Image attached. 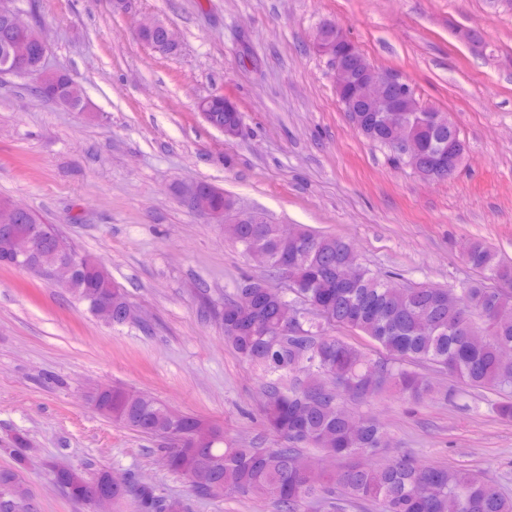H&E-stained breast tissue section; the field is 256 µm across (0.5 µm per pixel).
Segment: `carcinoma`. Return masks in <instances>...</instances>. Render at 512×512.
<instances>
[{"label":"carcinoma","instance_id":"carcinoma-1","mask_svg":"<svg viewBox=\"0 0 512 512\" xmlns=\"http://www.w3.org/2000/svg\"><path fill=\"white\" fill-rule=\"evenodd\" d=\"M63 88L80 90L67 77H46L36 92L53 99ZM350 119L364 136L386 145L387 126L373 112ZM227 234L242 250L258 248L269 256L274 272H290L295 287L265 288L253 279L250 293L237 290L224 302V340L263 376L260 409L264 429L276 446L257 448L229 440L207 421L175 411L154 396L114 387L101 396L112 407V420L163 442L170 470L188 476L208 469L205 483L191 488L197 499L211 496L210 487L272 501L277 512H301L307 501L345 512L368 504L375 512H448V500L460 512H512V498L482 473L425 464L412 456L373 461L385 445L380 425L371 417H355L349 404H368L389 391L417 404L435 395L430 383L403 367L407 360L430 363L473 390L491 389L506 398L491 404L502 420H512V261L486 242H470L468 264L484 280L458 288L429 285L394 287V277L360 266L354 285L345 284L339 268L348 242L302 230L307 244L279 239L271 224H237ZM112 281L95 260L79 271L69 291L78 301ZM343 326L377 343L385 356L366 358L361 349L330 336V326ZM28 439L16 434L8 453L23 464ZM317 448L340 463L320 481L311 479L317 459L304 450ZM50 473L69 496L81 500L95 479L104 484L108 471L91 479L74 467L52 463ZM112 497L133 499L136 512H185L186 504L151 485L112 487ZM0 512H36L29 490L13 470H0Z\"/></svg>","mask_w":512,"mask_h":512}]
</instances>
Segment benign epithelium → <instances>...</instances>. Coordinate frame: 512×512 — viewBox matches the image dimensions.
Segmentation results:
<instances>
[{
  "instance_id": "1",
  "label": "benign epithelium",
  "mask_w": 512,
  "mask_h": 512,
  "mask_svg": "<svg viewBox=\"0 0 512 512\" xmlns=\"http://www.w3.org/2000/svg\"><path fill=\"white\" fill-rule=\"evenodd\" d=\"M6 26L13 31H29L31 38L16 39L10 45L5 60L0 62V77L6 75L39 74L51 76L44 69L47 43L43 37L25 22L20 13L12 9L6 14ZM313 47L319 54L328 57L334 63V79L336 95L339 103L348 113L376 112L388 125L387 142L400 155L416 160L422 153V142L404 120L396 119L400 112L420 113L421 127L439 133H448V140L439 141L434 155L420 172L426 180H439L446 175L455 174L464 164V145L460 138V130L448 112L421 104L415 97L411 85L400 76L374 68L367 58L350 41L343 27L335 23H326L320 27L313 37ZM200 114L205 122L224 134L228 139L236 138L242 130L243 121L236 119L227 123H217L207 108V101L199 106ZM188 204L207 214L215 224H266L268 219L260 211L243 210L238 207L235 199H230L222 208H214L209 201L192 191L187 197ZM5 218L0 220V248L10 257L15 268H29L31 256L40 253L42 247H52L53 261L39 273L49 279L67 285L74 278L86 257L78 254L66 241L57 237L50 241L32 231L27 235L17 234L16 221L29 213V210L7 201L4 206ZM108 288L94 298L92 314L97 319L112 323V300ZM111 485L103 486L92 483L87 504L96 509L110 504L112 485L120 481L112 478Z\"/></svg>"
}]
</instances>
